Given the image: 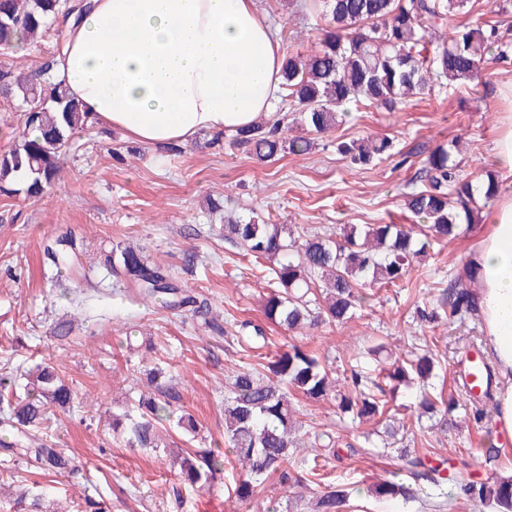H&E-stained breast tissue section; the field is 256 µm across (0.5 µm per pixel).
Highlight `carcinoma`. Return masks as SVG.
Returning a JSON list of instances; mask_svg holds the SVG:
<instances>
[{
	"label": "carcinoma",
	"mask_w": 512,
	"mask_h": 512,
	"mask_svg": "<svg viewBox=\"0 0 512 512\" xmlns=\"http://www.w3.org/2000/svg\"><path fill=\"white\" fill-rule=\"evenodd\" d=\"M496 22L471 21L458 27L447 39L436 30L451 15L474 11L473 0H315L324 21L319 48L307 55L283 58L281 107L275 115L253 129L232 135V144L245 148L259 159L280 153L307 154L312 148L310 134H322L336 122L339 108L363 103L389 112L403 101L421 95L435 84L457 90L478 76L493 50L499 61L512 59V0H494ZM85 4L79 0H0V51L18 50L15 35L26 32V45L38 43L60 17L79 18ZM53 62L42 65L38 74L12 75L0 71V94L19 93L27 105L24 129L14 147L0 155V194L24 193L39 200L52 188L60 172L72 136L90 128L80 103L66 96L56 85L40 80ZM38 135L33 136L31 132ZM337 151L360 167L392 156V142L356 139L337 144ZM456 145L440 144L431 150L420 180L425 188L406 194L407 209L421 223L350 224L343 238L283 224H269L257 213L246 219L227 218L222 224L224 240L255 259L269 261L265 315L289 330L312 329L321 323L343 324L363 309L372 285L399 283L411 266L427 256L434 245L456 238L462 222H471L480 202L494 200L499 183L491 174L475 184L459 175ZM51 265L69 269L77 259L73 236L63 235L45 249ZM119 283L126 278L139 288L138 299L164 298L170 310L188 311L204 319L207 302L187 293L178 284V270L149 261L140 247L116 246L105 259ZM420 322L441 319L453 324L477 316L471 290L450 284L437 306L429 311L416 308ZM234 340L250 350L269 345L262 327L242 321ZM382 343L369 346L365 355L371 365L358 361L347 364L350 374L339 381L334 371L305 344L294 341L288 349L263 356L262 368L243 367L224 387V441L229 453L248 476L235 488L242 504L251 503L256 481L275 475L289 490L319 475L320 464L338 457L336 435L315 427L306 430L311 458H295L296 433L302 428L294 401L302 398L336 403L340 419L350 428L374 421L383 435L394 440L399 431L415 434L426 418L446 432L456 427L453 412L459 403L444 397L432 383L436 360L427 350L415 349L395 359L381 357ZM11 371L0 373V424L13 432V441L3 449L17 457H30L43 470L73 471L74 459L44 440L30 443L31 432L50 423L53 407L70 408L78 402L77 384L68 383L55 367L37 364L24 370L18 383ZM412 386L420 394L416 420L396 428L386 414L397 402L400 391ZM158 395L141 396L130 409L112 418V431L122 433L131 448H165L170 438L167 424L173 422L184 442L200 435L194 416L178 410L181 396L171 384L157 386ZM399 472L406 477L376 482L372 493L382 499L417 498L422 485H440L443 469L430 463L427 455L404 449ZM175 461L185 481L197 488L209 485L224 471V455L212 450H186ZM456 492L430 505L434 512H474L487 506L494 512H512V477L477 481L464 467L451 477ZM349 492L328 484L319 492L315 512H345ZM16 512H49L44 498L25 491L15 502Z\"/></svg>",
	"instance_id": "cac0c4a2"
}]
</instances>
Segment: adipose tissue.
<instances>
[{
	"label": "adipose tissue",
	"mask_w": 512,
	"mask_h": 512,
	"mask_svg": "<svg viewBox=\"0 0 512 512\" xmlns=\"http://www.w3.org/2000/svg\"><path fill=\"white\" fill-rule=\"evenodd\" d=\"M67 25L53 81L94 125L150 147L268 119L281 85L280 40L255 0H91ZM493 161L512 178V79ZM490 231L470 257L488 352L501 377L495 422L512 440V193L480 215Z\"/></svg>",
	"instance_id": "1"
}]
</instances>
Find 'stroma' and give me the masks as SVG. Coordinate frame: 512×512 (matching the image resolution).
Returning a JSON list of instances; mask_svg holds the SVG:
<instances>
[{"label":"stroma","instance_id":"obj_1","mask_svg":"<svg viewBox=\"0 0 512 512\" xmlns=\"http://www.w3.org/2000/svg\"><path fill=\"white\" fill-rule=\"evenodd\" d=\"M309 0H257L278 29L282 52L310 53L323 25ZM512 76V62L488 59L477 78L457 91L433 88L396 112L354 109L327 133L317 135L305 155L283 154L263 162L231 145L229 135H199L195 142L156 149L117 129L78 132L52 190L40 201L0 195V367L47 362L77 381L85 405L54 408L48 435L79 463L71 473H47L0 448V512H14L24 490L44 492L66 512H75L86 480L98 484L109 512H289L277 478L266 479L250 505L236 501L241 473L226 461L212 486H187L167 449L143 452L126 447L107 423L147 390V369L161 365L181 403L202 425L205 448L224 445V384L241 366L257 363L229 335L205 330L186 312L127 301L112 294L115 279L104 265L113 245H143L151 259L181 266L185 253L195 265L182 276L185 288L206 300L219 324L250 321L262 326L271 350L287 347L292 333L268 323L263 300L268 265L241 254L217 227L233 210L262 212L271 223L339 232L347 224H409L405 207L416 172L436 145L459 142L461 176L481 181L494 167L497 88ZM389 137L395 156L355 167L338 153L342 140ZM408 163H401V154ZM218 211H209L208 199ZM488 225L472 222L451 241L435 245L398 286L368 288L367 304L344 324L308 330L303 341L334 370L364 347L383 342L404 353L413 336L437 359L438 380L461 407L457 428L425 429L422 449L429 461H468L482 480L512 475V442L494 424V401L482 399V423L464 408L471 399L457 376L469 350L484 333L480 318L452 325L419 326L416 308L434 305L462 270ZM70 233L83 248L81 265L59 273L44 256L46 244ZM73 321L67 340L56 325ZM501 450L500 464L485 463L488 446ZM396 457L367 454L326 466V479L304 490L301 512H311L324 483L351 490L354 512H431L447 486H424L416 502L378 500L367 488L394 471Z\"/></svg>","mask_w":512,"mask_h":512}]
</instances>
